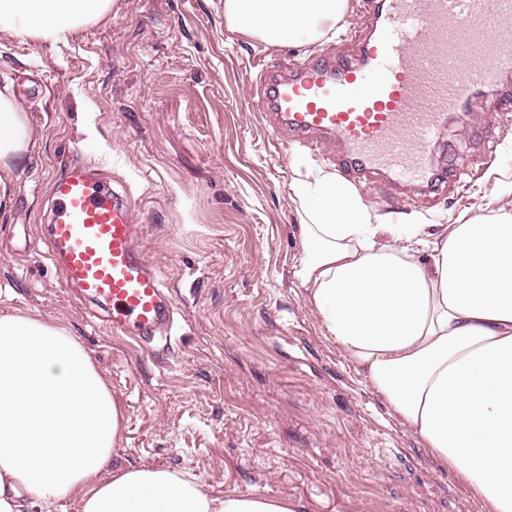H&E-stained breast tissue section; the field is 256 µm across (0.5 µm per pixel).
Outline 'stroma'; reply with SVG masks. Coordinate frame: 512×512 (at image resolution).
Wrapping results in <instances>:
<instances>
[{"label":"stroma","instance_id":"1","mask_svg":"<svg viewBox=\"0 0 512 512\" xmlns=\"http://www.w3.org/2000/svg\"><path fill=\"white\" fill-rule=\"evenodd\" d=\"M332 40L272 46L230 26L224 0H116L68 41L0 33V91L28 112L35 142L0 216V314L40 312L72 331L124 408L120 464L186 470L207 493L260 492L303 512H490L321 338L293 271L301 254L282 156L253 108L255 64L304 62ZM504 108L479 93L471 125L449 122L437 163L468 155L459 183L422 201L360 186L391 223L471 216L512 174V135L486 153ZM82 162L135 202L138 243L177 292L167 341L107 332L66 288L38 239L53 180Z\"/></svg>","mask_w":512,"mask_h":512}]
</instances>
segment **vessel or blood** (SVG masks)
<instances>
[{
  "mask_svg": "<svg viewBox=\"0 0 512 512\" xmlns=\"http://www.w3.org/2000/svg\"><path fill=\"white\" fill-rule=\"evenodd\" d=\"M364 4L346 48L261 66V119L278 145L321 155L342 180L430 196L460 172L433 162L445 124L471 122L479 91L512 99V0ZM52 195L50 257L91 315L145 345L170 331L175 298L138 245L130 196L80 163Z\"/></svg>",
  "mask_w": 512,
  "mask_h": 512,
  "instance_id": "vessel-or-blood-1",
  "label": "vessel or blood"
}]
</instances>
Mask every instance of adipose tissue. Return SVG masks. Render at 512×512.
I'll list each match as a JSON object with an SVG mask.
<instances>
[{
	"label": "adipose tissue",
	"mask_w": 512,
	"mask_h": 512,
	"mask_svg": "<svg viewBox=\"0 0 512 512\" xmlns=\"http://www.w3.org/2000/svg\"><path fill=\"white\" fill-rule=\"evenodd\" d=\"M347 0H224L227 21L270 45L311 42ZM112 0H0V33L45 43L97 22ZM33 142L0 92V208ZM294 276L336 346L427 451L492 512H512V182L505 205L438 232L387 223L335 174L296 171ZM124 409L66 326L0 315V512H300L262 493L208 495L190 473L114 457Z\"/></svg>",
	"instance_id": "1"
}]
</instances>
